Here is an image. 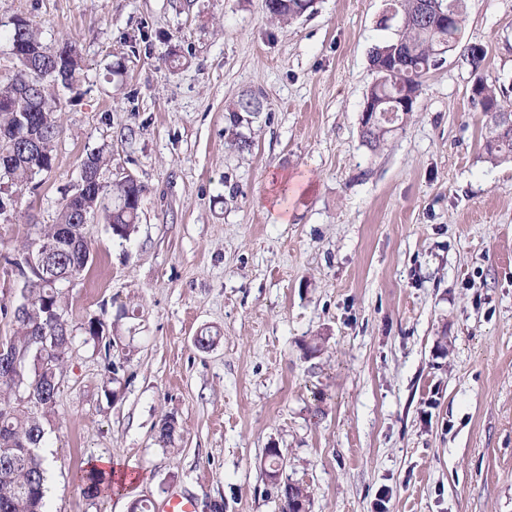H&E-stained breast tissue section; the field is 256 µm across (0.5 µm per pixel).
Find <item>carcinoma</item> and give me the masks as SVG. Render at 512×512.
Wrapping results in <instances>:
<instances>
[{
  "instance_id": "carcinoma-1",
  "label": "carcinoma",
  "mask_w": 512,
  "mask_h": 512,
  "mask_svg": "<svg viewBox=\"0 0 512 512\" xmlns=\"http://www.w3.org/2000/svg\"><path fill=\"white\" fill-rule=\"evenodd\" d=\"M267 7L273 21L291 22L303 16L309 10L307 0H269ZM396 13L408 20L397 29L395 37L373 48L371 63L376 72V80L367 96L385 111L389 99L405 89H421L423 79L432 70L439 68L438 49L452 41L459 42L461 27L449 29L431 23L427 26L416 21L422 10V0H395ZM10 51L19 53L31 44H42L44 55L34 80L31 73L20 69L7 82L0 83V155L16 153L14 165L0 174L16 184L30 183L33 169H49L52 165V147L61 133L59 123L48 127L40 126L33 102L16 99L19 87L25 81L34 82L30 88L37 95L36 86L60 80L66 85L72 84L80 71L83 61L76 46L64 42L58 46L41 43L38 31L31 22L22 18L13 23L8 34ZM484 95L482 106L494 104L499 108L512 110V101L496 91L487 82H482ZM260 97L250 95L241 97L227 107L230 119L237 123L243 113L252 114L262 110ZM24 112L31 127L38 130L42 150L38 155H24L19 145L13 141L12 128L18 122L17 113ZM412 113L398 114L393 123L383 121L369 129L361 131L363 145L372 151L382 148L388 138L403 129ZM487 134L484 142L485 158L499 162L512 159V129L503 130L497 123V117L482 112ZM146 188L141 182H132L124 186L105 183L97 188V196L73 199L64 196L57 215V224H83L85 218L100 213L112 234L121 238L130 235L138 220L140 202ZM90 252L89 243L81 235L72 247L60 252L55 260L56 275L65 280V275L75 272L80 275L85 267L72 270L71 254ZM24 309L16 312L14 307L0 304V317L11 321L13 335L0 338V343L13 348L23 355L19 362L20 372L12 377L8 371H0V512H48L46 507L47 469L41 453L45 443V425L55 414L57 389L55 380L65 371L72 353L73 330L45 318L47 311L67 312L68 303L64 287L53 280L35 279L26 290ZM85 342L95 346H104L105 356H111L115 325L107 324L104 319L93 316L83 324ZM33 388L35 401L21 403L27 388ZM80 481L87 493L93 497L108 495L110 489L105 479L93 470H84ZM282 512H306L309 505L307 490L300 484H287L283 491Z\"/></svg>"
}]
</instances>
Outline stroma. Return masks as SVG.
Wrapping results in <instances>:
<instances>
[{"mask_svg":"<svg viewBox=\"0 0 512 512\" xmlns=\"http://www.w3.org/2000/svg\"><path fill=\"white\" fill-rule=\"evenodd\" d=\"M386 7L317 0L283 24L264 0H0V80L19 17L83 60L73 88L48 87L51 169L21 189L0 179V301L19 295L7 257L55 223L87 153L104 150L105 180L146 187L129 240L98 215L84 229L93 261L66 290L74 352L43 450L49 512L174 494L198 512H281L270 448L309 512H512V161L486 159L469 97L479 76L512 98V0H465L457 48L373 153L361 111L370 54L395 33ZM250 93L261 112L232 125ZM97 315L120 327L108 359L84 341ZM96 457L134 482L89 497L76 474Z\"/></svg>","mask_w":512,"mask_h":512,"instance_id":"stroma-1","label":"stroma"}]
</instances>
